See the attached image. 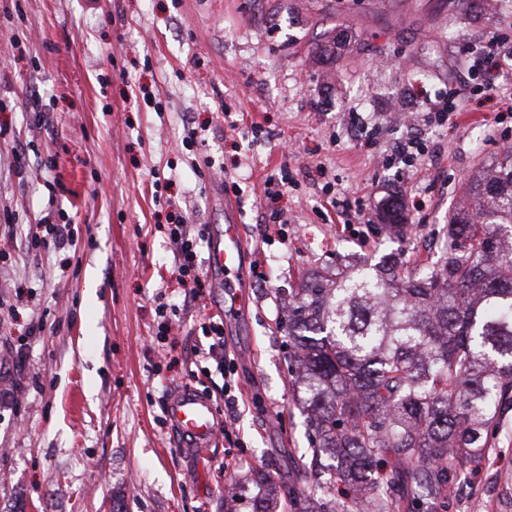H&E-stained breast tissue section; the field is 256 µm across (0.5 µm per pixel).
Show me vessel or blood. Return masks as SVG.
Returning a JSON list of instances; mask_svg holds the SVG:
<instances>
[{"mask_svg": "<svg viewBox=\"0 0 512 512\" xmlns=\"http://www.w3.org/2000/svg\"><path fill=\"white\" fill-rule=\"evenodd\" d=\"M211 253L214 268L224 275L226 290L243 287L246 247L237 224L226 222L213 241ZM168 420L179 448L191 451L210 448L224 425L212 399L189 385L170 393Z\"/></svg>", "mask_w": 512, "mask_h": 512, "instance_id": "obj_1", "label": "vessel or blood"}]
</instances>
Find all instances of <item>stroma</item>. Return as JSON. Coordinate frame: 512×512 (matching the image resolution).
Wrapping results in <instances>:
<instances>
[{
    "label": "stroma",
    "instance_id": "obj_1",
    "mask_svg": "<svg viewBox=\"0 0 512 512\" xmlns=\"http://www.w3.org/2000/svg\"><path fill=\"white\" fill-rule=\"evenodd\" d=\"M497 2L0 0V512H224L225 485L259 469L293 512L314 477L288 291L310 271L442 257L468 176L512 143L476 63L479 38L512 30V0ZM332 31L349 46L330 68L312 48ZM452 86L460 111L425 120L424 98ZM412 133L428 151L410 169L391 153ZM390 197L396 230L380 218ZM228 199L247 246L241 315L207 242L209 286L185 303L168 238L183 220L223 228ZM52 224L73 245L43 247ZM160 292L178 308L164 343ZM211 316L237 420L201 455L178 448L166 403L191 384ZM489 446L448 512H512V410Z\"/></svg>",
    "mask_w": 512,
    "mask_h": 512
}]
</instances>
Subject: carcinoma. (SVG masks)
Here are the masks:
<instances>
[{
  "mask_svg": "<svg viewBox=\"0 0 512 512\" xmlns=\"http://www.w3.org/2000/svg\"><path fill=\"white\" fill-rule=\"evenodd\" d=\"M332 36L314 56L334 62ZM470 204L448 222V252L422 274L398 263L317 273L288 292V359L313 429L312 462H340L295 512H327L332 485L355 488L360 512H396L401 473L410 512H437L488 431L512 408V149L467 180ZM255 497L231 484L226 512H275L276 483Z\"/></svg>",
  "mask_w": 512,
  "mask_h": 512,
  "instance_id": "cac0c4a2",
  "label": "carcinoma"
}]
</instances>
